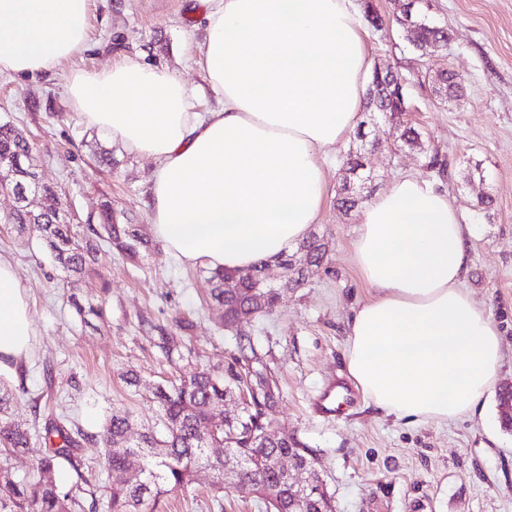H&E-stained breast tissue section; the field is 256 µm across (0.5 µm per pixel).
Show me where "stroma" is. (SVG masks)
<instances>
[{
    "instance_id": "1",
    "label": "stroma",
    "mask_w": 512,
    "mask_h": 512,
    "mask_svg": "<svg viewBox=\"0 0 512 512\" xmlns=\"http://www.w3.org/2000/svg\"><path fill=\"white\" fill-rule=\"evenodd\" d=\"M386 21L367 29L373 66H390L406 80L408 110L380 120L377 148L355 137L327 159L329 198L311 231L329 243L322 266L303 284L287 287L284 271L276 310L252 331L269 349L279 388L268 415L271 431L296 435L315 450L317 468L334 497L336 512H512V429L502 423L498 389L512 384V0H420L419 9L448 29V45L419 50L391 14L393 0H374ZM204 0H90L86 50L58 68L35 75L0 73V119L13 122L33 147L37 172L56 187L61 209L76 224L97 221L98 203L109 200L118 223L148 225L151 160L125 149L81 122L67 86L73 71L100 70L119 62L163 67L192 93V109L211 112L224 102L209 86L200 60L206 36ZM464 79L460 99L437 95L442 70ZM421 134L424 152L400 147L401 125ZM112 148V168L98 166L99 147ZM364 154L371 180L367 195L412 175L448 194L462 223L473 230L464 288L502 330L505 360L496 391L480 415L444 426L410 425L358 399L347 415L315 417L310 404L324 385L346 377L345 350L354 309L370 295L351 258L356 212L336 206L342 162ZM438 155L445 170L426 165ZM0 253L15 261L29 291L36 328L23 373L1 379L16 390L12 421L32 419L31 400L46 413H63L85 430L112 409L130 410L152 425L159 406L147 391L121 378L125 368L155 383L190 376L206 365L230 363L234 341L219 329L218 307L206 297L197 268L153 248L138 263L121 257L100 267L98 278L73 283L56 269L43 242L19 238L0 223ZM108 285L100 295V285ZM104 302L105 319L83 320L69 303ZM194 320V353L171 364L139 327L140 318L171 326L176 315ZM52 375H45L44 361ZM155 512H266L263 501L234 492L217 495L207 475L185 490L164 495Z\"/></svg>"
}]
</instances>
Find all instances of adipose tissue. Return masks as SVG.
Here are the masks:
<instances>
[{"label":"adipose tissue","instance_id":"adipose-tissue-1","mask_svg":"<svg viewBox=\"0 0 512 512\" xmlns=\"http://www.w3.org/2000/svg\"><path fill=\"white\" fill-rule=\"evenodd\" d=\"M202 58L222 109L199 114L169 70L76 72L79 118L151 158L150 222L183 264L247 269L302 241L326 206V157L363 120L372 62L354 0H207ZM89 0H0V71H50L81 54ZM352 262L371 295L354 312L347 372L368 403L411 424L475 414L503 361L490 311L461 282L471 229L447 194L406 177L358 211ZM35 327L0 255V374Z\"/></svg>","mask_w":512,"mask_h":512}]
</instances>
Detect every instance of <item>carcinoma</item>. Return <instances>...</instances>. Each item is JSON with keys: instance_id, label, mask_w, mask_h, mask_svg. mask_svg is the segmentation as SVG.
<instances>
[{"instance_id": "1", "label": "carcinoma", "mask_w": 512, "mask_h": 512, "mask_svg": "<svg viewBox=\"0 0 512 512\" xmlns=\"http://www.w3.org/2000/svg\"><path fill=\"white\" fill-rule=\"evenodd\" d=\"M448 31L442 27H422L417 43L442 42ZM405 78L397 71L385 85L371 82L369 106L389 109L401 104L398 92ZM438 90L452 96L461 83L456 75H437ZM31 151L30 144L19 138L9 121L0 120V167ZM358 155L346 159L345 175L337 205L349 212L363 206L365 199L353 193L350 185L362 179L357 174ZM100 223L84 224L81 229L65 221L59 213H41L42 223H31L27 210L13 211L7 222L19 234L36 233L49 251L52 263L77 280L95 274V265L102 257L99 242L108 243L130 260L153 247L152 240L135 224H118L107 201L99 203ZM326 255V243L312 234L296 251L284 254L278 265L287 273L297 275L300 283L307 268L317 266ZM268 264L260 262L247 270L200 269L210 298L223 309L220 327L231 331L236 339L234 363L252 375L246 383L235 367L228 370L205 368L187 379H176L165 385L151 387L152 395L161 405L160 425L134 429L127 411L112 410L96 432H88L63 416L40 417L34 413L32 424L19 425L9 421L14 402L12 390L0 385V512H96L101 499H106V512H153L157 499L175 490H182L207 472L212 486L263 499L268 512H334L332 495L322 477L299 498L292 490V479L278 468L282 457L293 459L301 469L316 470L313 450L295 436L268 438L264 418L276 399V380L267 365L269 352L250 331L241 326L273 311L279 298L278 289L264 282ZM154 333L156 347L172 358L174 337L161 325L145 321ZM245 385L249 403L237 413L226 417V433L233 436L227 454L211 456L207 449L213 443L206 437L209 423L224 414V401L232 398L240 385ZM98 450L107 482L99 484L92 476L77 471V481L69 489L60 487L55 471L60 461L73 460L85 447ZM38 449L36 466L26 479L17 481L8 466V451Z\"/></svg>"}]
</instances>
